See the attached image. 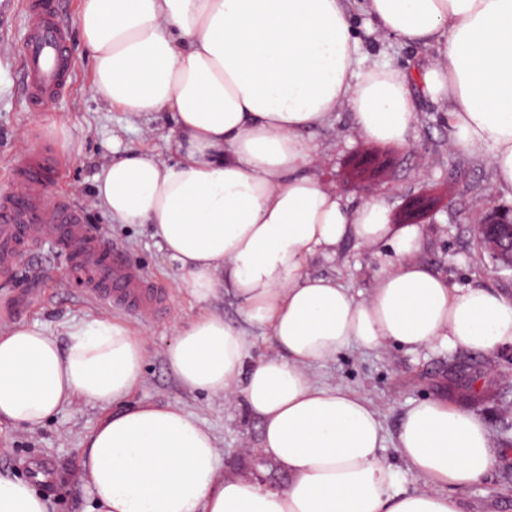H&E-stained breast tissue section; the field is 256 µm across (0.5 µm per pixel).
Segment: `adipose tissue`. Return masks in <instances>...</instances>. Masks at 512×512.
Masks as SVG:
<instances>
[{
    "label": "adipose tissue",
    "instance_id": "adipose-tissue-1",
    "mask_svg": "<svg viewBox=\"0 0 512 512\" xmlns=\"http://www.w3.org/2000/svg\"><path fill=\"white\" fill-rule=\"evenodd\" d=\"M389 35L436 48L423 73L358 64L347 0H80L90 92L112 109L166 112L174 162L128 152L95 177L114 224L149 225L198 313L165 356L187 390L243 398L258 452L286 480L226 473L216 436L180 406L132 403L145 340L122 319L71 324L67 344L0 328V424L43 425L61 408L107 410L82 443L96 512H461L454 492L498 461L485 420L445 400L405 412L399 457L424 479L399 488L376 410L315 365L392 343L495 353L512 345V297L449 285L419 257L421 233L378 202L350 206L314 170L310 135L341 107L355 133L403 144L412 84L448 103L452 143L486 158L512 200V0H362ZM379 260L357 300L308 265L346 237ZM231 296L240 323L210 310ZM264 330L274 353L248 339ZM0 512H50L32 481L0 478Z\"/></svg>",
    "mask_w": 512,
    "mask_h": 512
}]
</instances>
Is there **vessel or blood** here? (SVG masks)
<instances>
[{"mask_svg": "<svg viewBox=\"0 0 512 512\" xmlns=\"http://www.w3.org/2000/svg\"><path fill=\"white\" fill-rule=\"evenodd\" d=\"M23 87L33 112H52L70 90L74 75L68 25L56 0H26ZM60 160L32 144L12 159L8 188L0 193V266L52 241L78 273L86 297L129 313L162 312L167 296L120 249L102 241L85 222L82 209L64 195L47 202L58 184Z\"/></svg>", "mask_w": 512, "mask_h": 512, "instance_id": "vessel-or-blood-1", "label": "vessel or blood"}]
</instances>
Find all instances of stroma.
I'll use <instances>...</instances> for the list:
<instances>
[{"instance_id": "35a3bbf8", "label": "stroma", "mask_w": 512, "mask_h": 512, "mask_svg": "<svg viewBox=\"0 0 512 512\" xmlns=\"http://www.w3.org/2000/svg\"><path fill=\"white\" fill-rule=\"evenodd\" d=\"M79 0H58V11L71 27L69 45L75 76L57 111H29L23 97L22 28L25 0H0V191L7 187L13 156L32 143L46 144L62 161L64 175L49 196L64 192L84 207L88 224L122 248L128 262L143 269L168 296L165 312L141 317L125 314L131 327L147 339L143 379L133 401L179 405L193 411L218 439L225 468H249L259 479L275 482L281 473L262 465L249 451L258 447L260 425L244 401L227 402L184 390L164 356L181 321L197 311L179 288L180 274L166 259L147 226L109 223L102 210L91 207L95 177L114 150L146 151L168 158L164 137L168 117H141L115 112L89 93L91 67L80 44ZM354 25L367 65H390L420 72L434 58L433 48L405 44L379 30L361 8L351 4ZM416 119L407 144L370 142L351 132L349 111L337 112L332 126L316 132L319 175L336 185L351 204L385 203L394 224L418 225L421 258L450 284L479 285L512 295V269L497 268L482 251L475 234L486 209L507 206L497 192L493 173L482 156L451 145L448 107L416 94ZM379 263L372 252L349 239L332 258H315L309 269L330 276L353 293L368 294ZM116 309L83 296L72 269L54 255L51 245L19 258L0 276V326L24 321L63 335L66 324L115 317ZM326 383H341L365 398L381 418L384 454L395 456V436L411 403L445 397L480 415L487 423L499 461L485 477L457 491L463 512H512V348L490 356L425 348L406 352L395 345L376 350L355 347L315 369ZM100 407L80 404L60 409L42 427L29 431L0 427V476L27 477L28 463L43 459L54 467L53 512H90L92 500L81 475L86 459L80 443L98 423Z\"/></svg>"}]
</instances>
